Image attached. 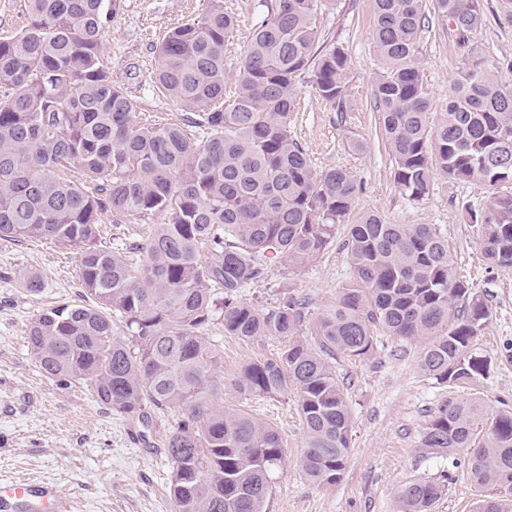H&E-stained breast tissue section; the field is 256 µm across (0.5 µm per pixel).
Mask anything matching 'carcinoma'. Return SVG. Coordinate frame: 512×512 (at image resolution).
<instances>
[{
    "label": "carcinoma",
    "mask_w": 512,
    "mask_h": 512,
    "mask_svg": "<svg viewBox=\"0 0 512 512\" xmlns=\"http://www.w3.org/2000/svg\"><path fill=\"white\" fill-rule=\"evenodd\" d=\"M28 24L0 38V240H47L77 251L85 291L79 304L39 313L28 349L53 381L90 387L96 401L139 421L152 405L175 413L166 437L177 512H266L284 448L276 428L224 405L223 359L203 330L251 342L288 339L276 355L247 363L235 380L250 396L297 398L304 428L303 470L336 484L349 453L352 415L336 378L338 359H364L374 330L429 344L421 369L440 384L484 375L473 348L491 310L457 277L448 241L432 224H390L375 212L348 225L351 280L299 336L306 300L287 292L271 307L242 300L269 266L315 261L360 191L342 168L316 169L294 139L298 81L346 109L350 60L343 46L320 47L317 0H276L257 24L224 99V47L234 15L209 0L199 18L173 28L147 78L187 113L181 124H144L112 80L106 25L117 0H27ZM466 44L482 27L483 0H374L372 38L383 64L376 111L395 160L394 180L414 201L435 175L492 189L470 222L481 226L488 262L512 268V87L474 60L448 97L444 122L427 123L428 93L418 35L428 13ZM115 225L149 216L133 265L98 244L100 218ZM131 340L114 335L110 313ZM422 447L453 457L469 449L470 478L494 490L473 512H512V411L488 413L447 400ZM445 491L415 479L397 491L398 512H432Z\"/></svg>",
    "instance_id": "1"
}]
</instances>
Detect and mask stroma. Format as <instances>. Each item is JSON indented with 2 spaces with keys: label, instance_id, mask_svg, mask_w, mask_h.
<instances>
[{
  "label": "stroma",
  "instance_id": "1",
  "mask_svg": "<svg viewBox=\"0 0 512 512\" xmlns=\"http://www.w3.org/2000/svg\"><path fill=\"white\" fill-rule=\"evenodd\" d=\"M188 2L120 0L107 24L112 77L144 119L177 123L183 117L145 78L157 66L156 47L166 32L199 17ZM483 4L485 24L468 46L449 38L436 15L420 34L429 126L443 122L453 85L470 58L486 59L498 81L512 86V22L503 0ZM274 6L275 0H224L225 10L237 19L236 36L224 52L225 97L237 90L235 74L251 31ZM315 25L349 54L348 104L346 111H335L308 80H300L299 105L291 115L293 135L316 168L350 170L360 191L323 255L289 275L273 268L268 279L244 288V301L271 306L286 290L305 298L300 334L311 338L316 321L351 278L348 225L372 211L393 224H432L447 238L459 277L491 309L476 342L489 371L462 387L437 383L419 366L425 341L377 331L372 356L336 363L353 429L342 477L331 487L309 482L302 471L304 438L295 398L250 397L234 386L243 365L276 353L282 339L244 342L209 328L224 353L223 401L273 423L282 435L285 463L275 474L266 512H396L402 484L441 476L447 477V488L433 512H471L480 490L469 478L464 457L448 461L422 448L421 438L431 414L451 398L479 403L491 412L512 409V270L486 262L480 229L466 219L467 207L484 203L490 190L477 181L439 178L422 201L400 192L375 109L381 61L371 35L373 0H332L318 8ZM31 272L43 277L42 291L21 288V279ZM82 294L71 248L34 239L0 240V482L51 483L69 500V512H175L173 464L165 447L174 413L151 410L150 425H142L97 404L86 385L46 378L29 353L32 319L55 305L78 302Z\"/></svg>",
  "mask_w": 512,
  "mask_h": 512
}]
</instances>
